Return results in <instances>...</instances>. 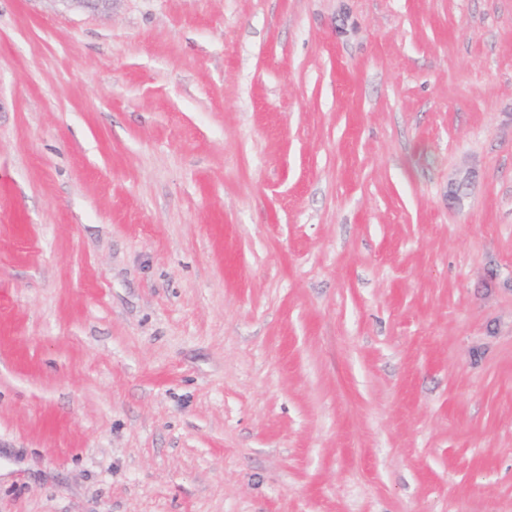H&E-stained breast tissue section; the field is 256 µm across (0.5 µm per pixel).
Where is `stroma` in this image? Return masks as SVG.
<instances>
[{
    "label": "stroma",
    "instance_id": "1",
    "mask_svg": "<svg viewBox=\"0 0 512 512\" xmlns=\"http://www.w3.org/2000/svg\"><path fill=\"white\" fill-rule=\"evenodd\" d=\"M0 512H512V0H0Z\"/></svg>",
    "mask_w": 512,
    "mask_h": 512
}]
</instances>
